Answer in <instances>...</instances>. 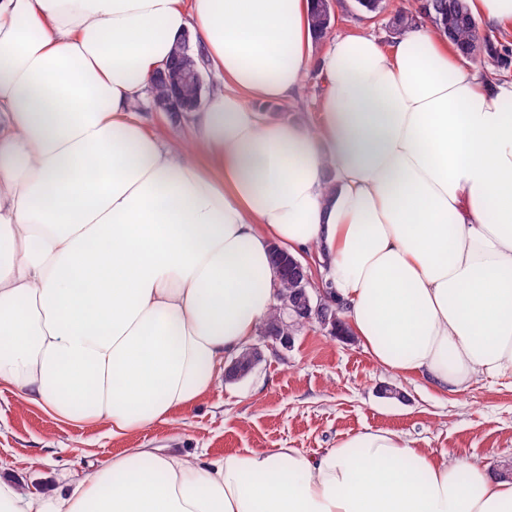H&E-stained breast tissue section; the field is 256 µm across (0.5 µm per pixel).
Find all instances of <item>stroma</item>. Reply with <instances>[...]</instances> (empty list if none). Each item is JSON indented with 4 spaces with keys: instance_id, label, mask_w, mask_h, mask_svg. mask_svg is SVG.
Masks as SVG:
<instances>
[{
    "instance_id": "obj_1",
    "label": "stroma",
    "mask_w": 512,
    "mask_h": 512,
    "mask_svg": "<svg viewBox=\"0 0 512 512\" xmlns=\"http://www.w3.org/2000/svg\"><path fill=\"white\" fill-rule=\"evenodd\" d=\"M333 5V34L391 41L384 20L371 18L357 0ZM324 92L318 67H311L281 109L291 122L316 125ZM388 387L396 397L385 396ZM368 429L398 433L451 464L467 459L501 469L512 465V378L480 376L462 392H441L423 378L379 367L355 337L313 326L297 332L290 348L264 349L246 377L220 382L189 413L125 437L111 436L102 424L60 421L0 393V464L5 475L35 490L140 445L220 456L294 448L315 457Z\"/></svg>"
}]
</instances>
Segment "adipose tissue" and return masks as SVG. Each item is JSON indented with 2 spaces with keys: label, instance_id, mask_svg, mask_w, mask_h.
I'll list each match as a JSON object with an SVG mask.
<instances>
[{
  "label": "adipose tissue",
  "instance_id": "obj_1",
  "mask_svg": "<svg viewBox=\"0 0 512 512\" xmlns=\"http://www.w3.org/2000/svg\"><path fill=\"white\" fill-rule=\"evenodd\" d=\"M314 0H0V390L112 436L215 387L316 251L379 365L445 392L512 376V83L421 24L315 57ZM190 34L223 77L195 151L132 105ZM318 65L316 126L261 116ZM0 512H512V478L367 430L187 458L136 447Z\"/></svg>",
  "mask_w": 512,
  "mask_h": 512
}]
</instances>
